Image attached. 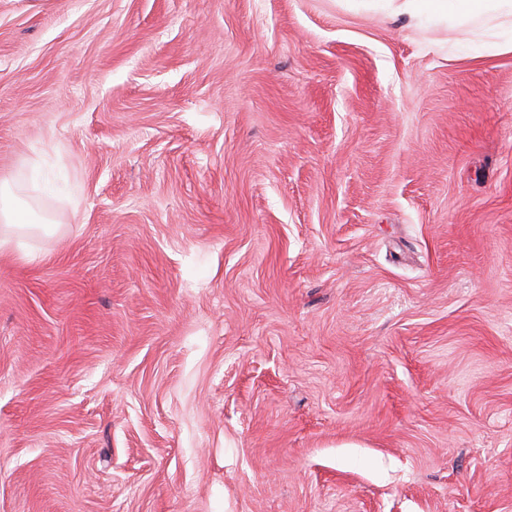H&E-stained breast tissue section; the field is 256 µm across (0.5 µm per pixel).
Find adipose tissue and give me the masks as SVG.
I'll return each instance as SVG.
<instances>
[{"instance_id": "adipose-tissue-1", "label": "adipose tissue", "mask_w": 512, "mask_h": 512, "mask_svg": "<svg viewBox=\"0 0 512 512\" xmlns=\"http://www.w3.org/2000/svg\"><path fill=\"white\" fill-rule=\"evenodd\" d=\"M396 9L420 24L464 25L487 20L496 32H512V0H397ZM0 225L21 231H47L51 220L37 215L10 184L0 183Z\"/></svg>"}]
</instances>
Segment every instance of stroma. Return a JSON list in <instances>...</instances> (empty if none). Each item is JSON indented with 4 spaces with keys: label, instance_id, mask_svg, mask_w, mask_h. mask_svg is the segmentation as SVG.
Here are the masks:
<instances>
[{
    "label": "stroma",
    "instance_id": "stroma-1",
    "mask_svg": "<svg viewBox=\"0 0 512 512\" xmlns=\"http://www.w3.org/2000/svg\"><path fill=\"white\" fill-rule=\"evenodd\" d=\"M371 0H0V512H512V52ZM0 223L21 231H50V217L38 216L23 202L8 183H0Z\"/></svg>",
    "mask_w": 512,
    "mask_h": 512
}]
</instances>
